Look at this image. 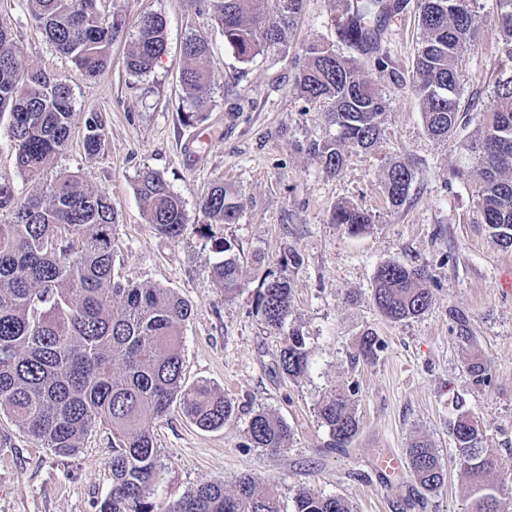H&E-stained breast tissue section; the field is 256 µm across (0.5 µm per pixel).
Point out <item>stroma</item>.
Segmentation results:
<instances>
[{
  "instance_id": "obj_1",
  "label": "stroma",
  "mask_w": 512,
  "mask_h": 512,
  "mask_svg": "<svg viewBox=\"0 0 512 512\" xmlns=\"http://www.w3.org/2000/svg\"><path fill=\"white\" fill-rule=\"evenodd\" d=\"M494 4L475 2L479 38L461 61L465 117L458 135L445 142L427 135L412 90L418 0H406L387 17V64L363 70L390 98L382 138L373 150L351 154L333 176L309 151L311 141L325 137L326 126L320 109L304 110L294 75L307 45L330 43L349 54L337 35L345 17L336 0H305L287 51L247 64L225 44L210 13L197 11L190 0H114L129 27L143 12L160 14L167 51L149 73L131 75L125 60L132 37L124 35L112 45L110 66L92 78L49 42L26 0H0L22 68L67 75L75 111L101 118L99 154H86L78 129L58 166L81 173L115 203L116 272L133 282L159 283L190 301L185 378L210 382L240 407L212 431L177 411L157 423L160 498L177 500L206 482L230 487L247 474L259 484L278 485L287 505L297 491L310 489L343 496L353 512H464L470 483L450 430L463 411L477 418L485 448L500 462L493 479L512 475V292L503 284L512 275V248L499 246L481 222L479 175L463 148L479 137L482 106L496 78L512 71L501 53ZM196 34L210 46L211 89L202 106L205 121L188 126L180 120L187 104L179 74L183 43ZM394 159L409 161L415 172L397 209L384 193L385 169ZM462 168L467 176L455 177ZM147 169L167 179L192 219L214 181L237 190L241 217L216 234L242 261L259 253L265 266L274 267L285 249L299 252L301 265L289 271L292 318L306 336L308 368L297 381L279 373L282 338L254 314L251 290L228 300L211 278L210 268L221 258L213 240L190 230L171 240L147 224L135 194L137 176ZM342 202L371 214L365 233L353 236L330 223ZM388 261L426 268L432 301L421 317L392 322L378 311L373 277ZM452 309L470 317V341L452 332ZM370 330L382 344L377 359L353 361ZM473 353L481 355L489 384H473L467 374ZM335 390L350 396L361 421L342 453L326 451V433L315 415L317 403ZM258 409L282 416L293 428L290 448L273 453L248 447L247 421ZM417 435L432 443L444 467L445 482L434 492L420 488L408 468L384 476L375 470L385 452L406 457ZM111 453L112 432L104 425L92 428L76 454L61 456L0 418V512H99L112 489Z\"/></svg>"
}]
</instances>
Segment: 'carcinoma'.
Here are the masks:
<instances>
[{
	"mask_svg": "<svg viewBox=\"0 0 512 512\" xmlns=\"http://www.w3.org/2000/svg\"><path fill=\"white\" fill-rule=\"evenodd\" d=\"M102 0H28L31 18L59 53L71 59L84 76L104 72L112 43L122 38L125 23L104 12ZM213 12L224 42L237 59L249 63L265 51L288 49L289 34L305 0H194ZM400 0H346L348 14L339 37L357 55L339 54L327 43L310 44L294 76L305 109L321 108L333 132L312 143L324 170L339 174L348 157L368 152L380 141L386 94L362 74L361 57L380 51V21ZM474 0H420L421 40L413 62V90L419 99L426 133L437 141L454 137L463 121L460 110L459 64L478 38ZM493 21L502 34V54L512 60V0H495ZM166 51L165 21L146 12L136 22L126 68L133 75L150 72ZM9 24L0 17V122L6 121L14 165L19 174L38 183L28 196L15 195L8 179L0 181V415L9 417L43 448L62 456L82 448L91 429H112V490L99 512H284L276 486L263 487L251 476L236 478L228 491L222 482L198 485L175 501L154 499L161 466L154 443V425L179 409L202 430L224 426L236 413L235 403L205 380L184 378L183 328L192 305L170 288L121 279L114 270V234L118 209L112 198L89 186L76 172L44 176L68 148L76 125L83 124V148L101 149V119L95 112L74 111L69 80L40 70H25ZM180 84L192 110L186 123L205 116L202 105L210 86L209 44L201 35L183 45ZM484 126L469 148L480 176L477 208L482 223L502 247H512V75L496 80L484 104ZM414 180L409 162L395 160L385 171L384 192L397 209ZM136 195L147 223L176 240L188 229L181 197L158 172L142 171ZM243 203L238 192L217 182L199 203L194 232L211 237L213 228L238 223ZM330 222L356 236L366 232L372 215L341 204ZM224 257L210 274L224 298L233 299L253 276L258 285L253 309L270 329L283 335L276 361L288 379L308 367L305 336L291 319L292 281L288 265L297 266L294 250L275 269L250 272L220 243ZM424 269L399 262L378 266L373 296L380 313L392 322L417 318L431 305ZM462 341L471 335L469 317L449 310ZM381 345L368 332L353 359L374 360ZM466 371L477 385L489 383L480 356L473 354ZM315 413L325 428L324 447L343 452L360 429L350 398L334 392L320 400ZM460 461L471 480L469 512H512L504 483L487 476L498 461L484 448V434L475 417L462 411L452 424ZM247 439L252 448L278 452L290 447L293 430L282 417L263 409L251 414ZM410 472L428 492L444 483L440 459L422 438L408 446ZM293 512H352L336 494L302 490Z\"/></svg>",
	"mask_w": 512,
	"mask_h": 512,
	"instance_id": "cac0c4a2",
	"label": "carcinoma"
}]
</instances>
